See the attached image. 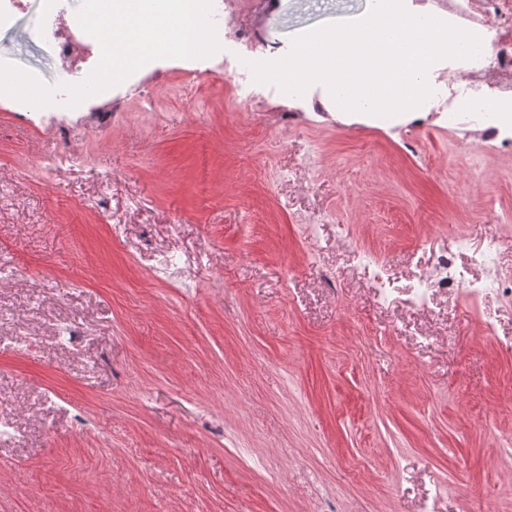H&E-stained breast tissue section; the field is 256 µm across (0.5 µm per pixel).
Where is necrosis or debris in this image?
Listing matches in <instances>:
<instances>
[{
    "mask_svg": "<svg viewBox=\"0 0 512 512\" xmlns=\"http://www.w3.org/2000/svg\"><path fill=\"white\" fill-rule=\"evenodd\" d=\"M431 9L441 13L443 21L478 34L491 50L473 59L455 61V68L464 77L463 84H449L447 95L427 100V107L452 117L460 112H477L485 117L500 110L512 112V0H432ZM58 23L56 55L69 73L91 72L100 59L99 45L83 43L66 16H59ZM233 36L241 51L234 56L223 55L221 64L231 73L238 95L254 99L273 92V85L254 81L247 65L254 52L250 32L238 28ZM472 263L484 268V277L469 278L456 267L452 257L438 255L432 267L421 274L424 288L415 295V305L426 306L437 291L458 288L476 299L492 287L504 304L512 306V274L490 267L481 255L473 257Z\"/></svg>",
    "mask_w": 512,
    "mask_h": 512,
    "instance_id": "necrosis-or-debris-1",
    "label": "necrosis or debris"
}]
</instances>
